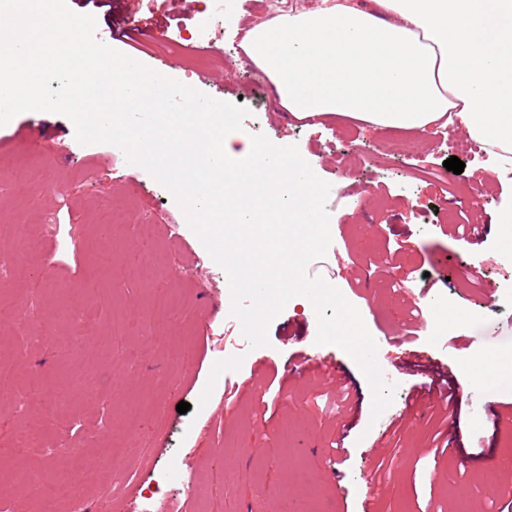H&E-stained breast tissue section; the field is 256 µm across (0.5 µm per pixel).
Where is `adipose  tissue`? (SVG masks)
<instances>
[{
	"label": "adipose tissue",
	"mask_w": 512,
	"mask_h": 512,
	"mask_svg": "<svg viewBox=\"0 0 512 512\" xmlns=\"http://www.w3.org/2000/svg\"><path fill=\"white\" fill-rule=\"evenodd\" d=\"M245 57L295 117L461 126L512 171V0H320L252 28Z\"/></svg>",
	"instance_id": "obj_1"
}]
</instances>
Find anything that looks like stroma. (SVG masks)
<instances>
[{
  "instance_id": "stroma-1",
  "label": "stroma",
  "mask_w": 512,
  "mask_h": 512,
  "mask_svg": "<svg viewBox=\"0 0 512 512\" xmlns=\"http://www.w3.org/2000/svg\"><path fill=\"white\" fill-rule=\"evenodd\" d=\"M94 15L98 29L130 18L145 30L116 50L215 99L249 111L243 136L264 134L297 146L331 185L326 209L335 232L325 257L308 272L335 280L362 315L376 360L395 386L393 401L372 415V390L340 347L317 344V317L284 308L270 322L268 343L251 347L225 271L212 260L170 192L108 144H80L69 118L26 111L0 126V253L20 267L0 282V350L13 351V390L0 394V512H40L49 486L80 469L77 489L94 512H161L187 503L190 512H362L380 457L379 512H498L512 500V433L489 427V400L512 404V388L476 382L469 363L512 351V262L491 222L512 205V174H483L485 155L458 152L460 129L418 133L373 128L328 115L300 120L270 93L239 35L270 0H66ZM208 67L194 70L200 49ZM459 156L461 174L444 162ZM480 195L479 208L469 206ZM126 213L111 224L113 207ZM477 233L458 234L461 224ZM157 227L141 241L137 228ZM476 268L493 292L460 278ZM411 286L412 295L394 288ZM181 306L151 311L155 290ZM463 318L451 333L415 324V308L437 296ZM79 298L86 318L69 362L56 339L68 335L63 308ZM55 336L23 346L19 311ZM413 330V343L391 346L388 334ZM341 368L354 391L322 377L288 373L302 355ZM458 393L456 420H443L416 400L435 371ZM28 400L17 408L13 393ZM187 413L176 410L179 402ZM40 422L47 442L73 448L45 459L14 449L18 431ZM453 441L452 455L442 454ZM472 456L468 470L459 460ZM123 462L112 485L91 458ZM36 468L39 482L13 475Z\"/></svg>"
}]
</instances>
